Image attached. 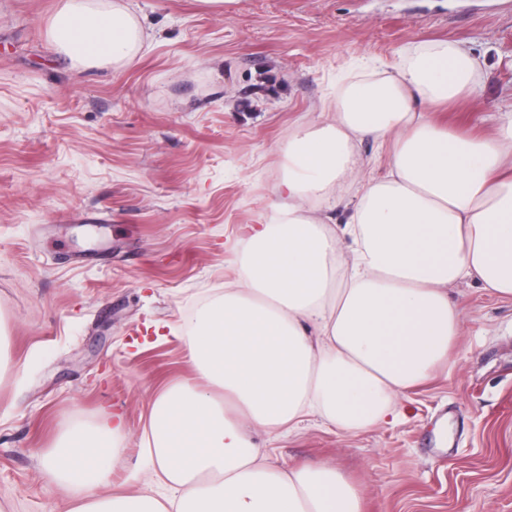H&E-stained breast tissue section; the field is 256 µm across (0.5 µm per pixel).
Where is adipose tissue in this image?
Here are the masks:
<instances>
[{
    "label": "adipose tissue",
    "instance_id": "ef3b65f1",
    "mask_svg": "<svg viewBox=\"0 0 512 512\" xmlns=\"http://www.w3.org/2000/svg\"><path fill=\"white\" fill-rule=\"evenodd\" d=\"M50 41L69 62L117 66L142 33L118 2L64 0ZM477 76L474 58L439 42L399 54L382 78L337 85L332 120L289 140L264 222L242 227L236 282L187 333L205 386L174 385L153 402L143 455L168 496H95L117 454L116 414L64 436L45 460L73 512H361L341 471L275 468L250 430L311 412L344 432L375 425L447 359L462 313L449 285L512 297V112L479 135L430 116L472 94ZM364 141L385 148L386 171L349 200ZM345 202L344 223L312 213Z\"/></svg>",
    "mask_w": 512,
    "mask_h": 512
}]
</instances>
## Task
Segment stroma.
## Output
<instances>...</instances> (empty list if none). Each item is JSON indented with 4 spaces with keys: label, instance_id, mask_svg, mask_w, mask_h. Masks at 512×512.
I'll list each match as a JSON object with an SVG mask.
<instances>
[{
    "label": "stroma",
    "instance_id": "35a3bbf8",
    "mask_svg": "<svg viewBox=\"0 0 512 512\" xmlns=\"http://www.w3.org/2000/svg\"><path fill=\"white\" fill-rule=\"evenodd\" d=\"M144 32L123 64L62 60V0H0V512H69L57 440L121 414L115 491L155 493L142 435L156 395L198 382L186 328L237 277L240 225L275 200L283 152L328 119L338 74L449 42L473 95L459 131L512 111V0H125ZM448 364L393 416L342 432L308 415L257 431L280 468L342 471L363 512H512V299L449 287Z\"/></svg>",
    "mask_w": 512,
    "mask_h": 512
}]
</instances>
